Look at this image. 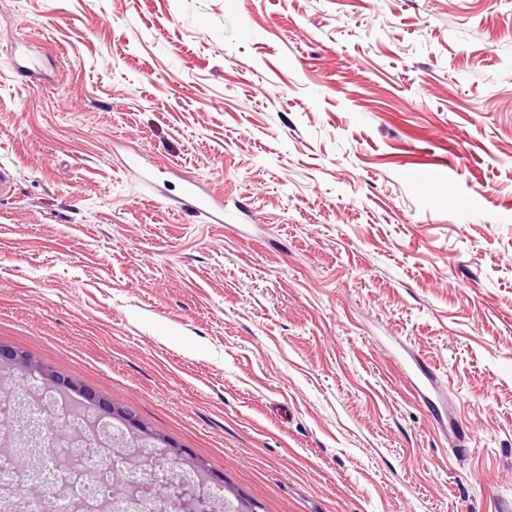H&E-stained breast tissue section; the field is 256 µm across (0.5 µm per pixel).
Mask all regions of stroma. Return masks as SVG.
Returning a JSON list of instances; mask_svg holds the SVG:
<instances>
[{
	"label": "stroma",
	"mask_w": 512,
	"mask_h": 512,
	"mask_svg": "<svg viewBox=\"0 0 512 512\" xmlns=\"http://www.w3.org/2000/svg\"><path fill=\"white\" fill-rule=\"evenodd\" d=\"M0 166V344L187 500L512 512V0H0ZM182 205L193 210L209 209L211 219L220 223L224 221V204L221 198L203 192L195 181L185 180ZM0 360L17 370L37 371L42 376L46 386L52 388L67 387L68 390L76 388L71 382L61 380L56 375L41 370L40 366L26 352L17 348L0 345ZM86 396L89 399V402L99 410L102 409L105 415L125 423L128 429H131L133 432H135V443L139 448H154L156 447L155 442L164 443V441L159 437L148 433L135 417L124 411L122 408L116 407L112 405V403H107L101 399H96L92 394H87ZM149 443H152V445Z\"/></svg>",
	"instance_id": "35a3bbf8"
}]
</instances>
